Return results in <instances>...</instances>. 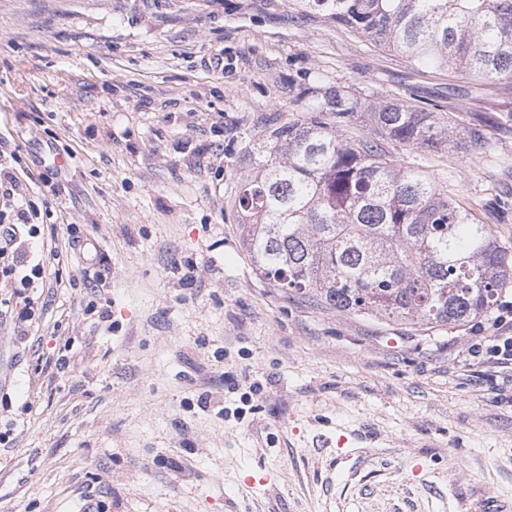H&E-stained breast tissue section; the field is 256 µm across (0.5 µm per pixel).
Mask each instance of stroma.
Masks as SVG:
<instances>
[{
  "mask_svg": "<svg viewBox=\"0 0 512 512\" xmlns=\"http://www.w3.org/2000/svg\"><path fill=\"white\" fill-rule=\"evenodd\" d=\"M481 125L405 164L512 247V82L418 70L293 0H0V217L48 273L0 318V512H483L512 499V336L415 332L257 276L233 201L296 96ZM82 248L71 249L72 236Z\"/></svg>",
  "mask_w": 512,
  "mask_h": 512,
  "instance_id": "obj_1",
  "label": "stroma"
}]
</instances>
